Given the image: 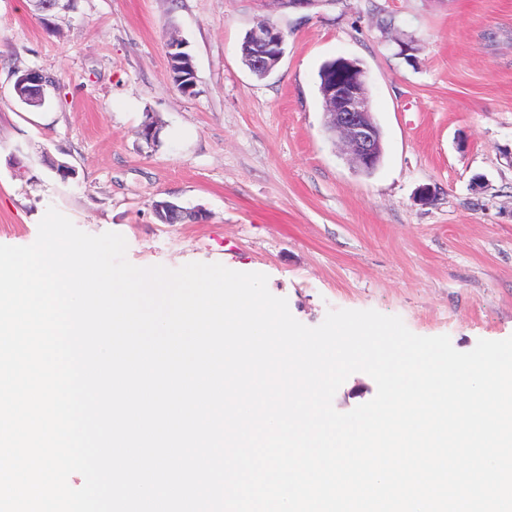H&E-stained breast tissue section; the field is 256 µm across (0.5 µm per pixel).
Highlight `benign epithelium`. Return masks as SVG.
<instances>
[{"mask_svg":"<svg viewBox=\"0 0 512 512\" xmlns=\"http://www.w3.org/2000/svg\"><path fill=\"white\" fill-rule=\"evenodd\" d=\"M245 42L247 66L254 73H270L284 54L285 36L272 23L258 24L247 33ZM168 63L172 79L181 84V91L185 94L193 91L194 67L191 57L183 51V43L177 40L169 42ZM44 82L45 77L39 71L27 70L16 79L14 90L23 103L40 107L45 102ZM321 96L328 132L347 148L355 163L368 169L376 167L380 161L381 146L364 69L353 60H339L336 67L324 75ZM154 213L165 224H174L185 218L203 219L202 212H188L166 200L155 203Z\"/></svg>","mask_w":512,"mask_h":512,"instance_id":"benign-epithelium-1","label":"benign epithelium"}]
</instances>
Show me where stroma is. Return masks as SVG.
<instances>
[{"instance_id":"stroma-1","label":"stroma","mask_w":512,"mask_h":512,"mask_svg":"<svg viewBox=\"0 0 512 512\" xmlns=\"http://www.w3.org/2000/svg\"><path fill=\"white\" fill-rule=\"evenodd\" d=\"M263 21L286 44L259 79L240 47ZM173 39L194 94L171 80ZM337 57L368 75L383 145L369 175L325 128L318 71ZM31 69L50 80L40 107L14 91ZM160 200L205 220L159 223ZM51 207L121 234L139 267L265 274L309 327L373 309L461 352L511 337L512 0H74L47 15L0 0V244H32Z\"/></svg>"}]
</instances>
